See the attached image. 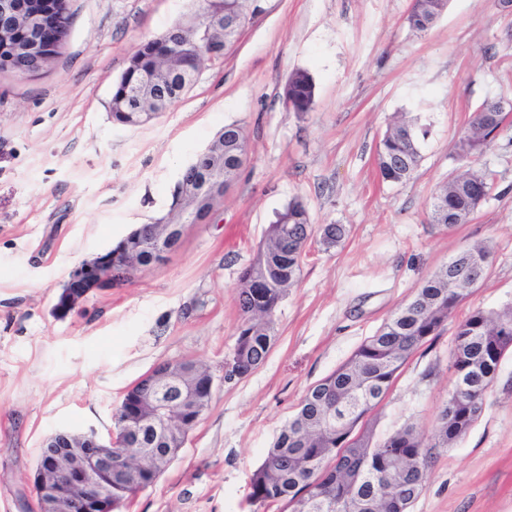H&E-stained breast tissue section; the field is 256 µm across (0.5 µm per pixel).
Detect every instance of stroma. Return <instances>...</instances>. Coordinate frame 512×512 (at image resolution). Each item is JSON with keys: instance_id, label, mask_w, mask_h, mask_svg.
I'll return each mask as SVG.
<instances>
[{"instance_id": "35a3bbf8", "label": "stroma", "mask_w": 512, "mask_h": 512, "mask_svg": "<svg viewBox=\"0 0 512 512\" xmlns=\"http://www.w3.org/2000/svg\"><path fill=\"white\" fill-rule=\"evenodd\" d=\"M413 0H262L222 60L140 126L113 121L112 89L146 40L198 0H71L53 65L0 71V512H37L30 479L59 430L108 435L125 391L165 362L194 360L212 400L157 483L123 512H251L250 478L307 389L344 363L461 248L492 263L457 308L512 303V113L480 162L496 187L466 224L429 221L436 187L465 161L455 143L487 100L512 101V15L495 0H448L413 31ZM315 83L311 112L288 108L290 74ZM427 134L402 183L382 181L377 147L398 113ZM247 161L205 224L186 225L160 264L119 287L54 306L72 268L173 208L182 176L228 123ZM312 224H342L332 248L313 237L274 317L265 360L226 378L241 270L289 201ZM453 325L398 371L373 413L376 437L430 432L452 382ZM411 512H512V354L483 414L454 447L433 451Z\"/></svg>"}]
</instances>
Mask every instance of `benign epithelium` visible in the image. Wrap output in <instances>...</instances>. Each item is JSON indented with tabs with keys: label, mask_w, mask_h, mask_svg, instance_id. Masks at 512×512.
<instances>
[{
	"label": "benign epithelium",
	"mask_w": 512,
	"mask_h": 512,
	"mask_svg": "<svg viewBox=\"0 0 512 512\" xmlns=\"http://www.w3.org/2000/svg\"><path fill=\"white\" fill-rule=\"evenodd\" d=\"M223 26L233 37L237 20L221 22L200 20L194 40L205 45L212 28ZM72 17L69 0H0V67L25 77L36 73L55 59L70 35ZM151 97L155 117L170 106L167 87L145 86ZM214 181L223 190L237 176L239 168L224 169V162L213 164ZM163 231L151 238L152 264L163 262L182 238V224H142L114 248L94 259L74 267L61 292L56 310L65 314L80 299L95 291L117 285L115 267L129 262L128 250L132 239ZM195 365L190 361L166 362L139 379L125 395L129 407L144 400L153 404V426L176 439L179 432H189L204 414L207 395L211 394L214 379L209 375L194 376ZM133 421L128 418L112 429L104 439L94 431L57 432L45 442L31 478L32 490L40 512H117L113 503V471L120 461L112 456L114 448L134 447L130 432Z\"/></svg>",
	"instance_id": "benign-epithelium-1"
}]
</instances>
